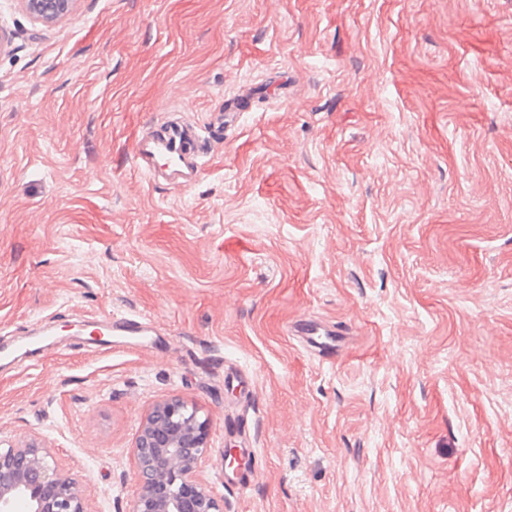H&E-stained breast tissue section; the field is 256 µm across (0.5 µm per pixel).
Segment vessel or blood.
<instances>
[{
  "instance_id": "vessel-or-blood-1",
  "label": "vessel or blood",
  "mask_w": 512,
  "mask_h": 512,
  "mask_svg": "<svg viewBox=\"0 0 512 512\" xmlns=\"http://www.w3.org/2000/svg\"><path fill=\"white\" fill-rule=\"evenodd\" d=\"M199 127L188 121H169L138 137L133 147L136 169L150 180L182 189L195 185L201 170Z\"/></svg>"
}]
</instances>
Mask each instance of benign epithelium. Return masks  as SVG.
<instances>
[{"mask_svg": "<svg viewBox=\"0 0 512 512\" xmlns=\"http://www.w3.org/2000/svg\"><path fill=\"white\" fill-rule=\"evenodd\" d=\"M32 18L51 24L72 0H25ZM212 453L208 420L180 398L156 403L141 420L134 446L138 491L126 512H222L202 478ZM0 512H88L81 483L53 449L0 439Z\"/></svg>", "mask_w": 512, "mask_h": 512, "instance_id": "obj_1", "label": "benign epithelium"}]
</instances>
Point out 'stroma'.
I'll list each match as a JSON object with an SVG mask.
<instances>
[{
  "instance_id": "35a3bbf8",
  "label": "stroma",
  "mask_w": 512,
  "mask_h": 512,
  "mask_svg": "<svg viewBox=\"0 0 512 512\" xmlns=\"http://www.w3.org/2000/svg\"><path fill=\"white\" fill-rule=\"evenodd\" d=\"M165 115L191 188L134 169ZM0 347V437L90 512L170 397L223 512H512V0H0ZM32 18L43 24H51L66 15L72 0H24ZM151 322H144L140 318H131L126 316L113 317L112 333L115 336H127L133 333H153Z\"/></svg>"
}]
</instances>
